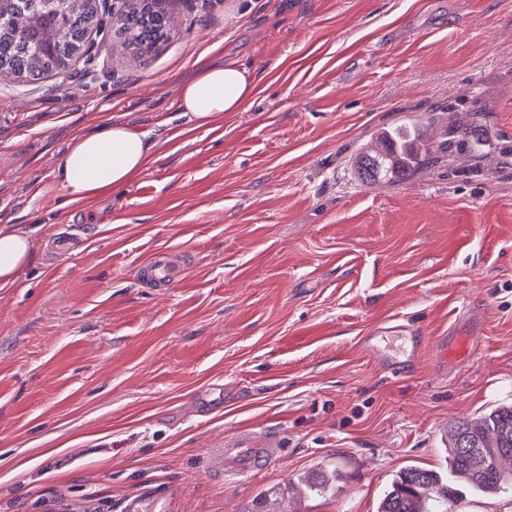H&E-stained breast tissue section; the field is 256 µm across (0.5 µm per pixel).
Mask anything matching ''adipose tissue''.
<instances>
[{"instance_id":"obj_1","label":"adipose tissue","mask_w":512,"mask_h":512,"mask_svg":"<svg viewBox=\"0 0 512 512\" xmlns=\"http://www.w3.org/2000/svg\"><path fill=\"white\" fill-rule=\"evenodd\" d=\"M257 83L255 74L238 64L205 65L181 85L177 108L190 129L211 130L254 99ZM153 149L146 133L119 121L75 138L53 171L54 183L65 192L64 205L93 201L131 184L149 168ZM35 251L32 229L0 226V288L17 282Z\"/></svg>"}]
</instances>
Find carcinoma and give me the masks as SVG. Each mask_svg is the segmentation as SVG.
<instances>
[{
	"label": "carcinoma",
	"instance_id": "obj_1",
	"mask_svg": "<svg viewBox=\"0 0 512 512\" xmlns=\"http://www.w3.org/2000/svg\"><path fill=\"white\" fill-rule=\"evenodd\" d=\"M31 18L41 20L42 27L61 31L68 41L54 61H42L35 45H10L0 62V70L16 77L38 79L50 70L65 69L71 47L80 42L89 23L91 6L85 0L63 16L64 25L55 22L59 6L42 0H26L19 5ZM120 32L126 47L136 56L154 51L169 38L164 16L153 8L151 0H131L120 18ZM431 122L421 117L395 127L378 131L376 148L360 149L353 167L360 184L368 186L380 181L400 182L416 176L448 156V143H466L469 151L478 153L480 140L470 138L464 126H450L446 138L438 140L429 132ZM450 472L466 479L483 494L493 497L512 489V405L500 406L476 420H461L448 427ZM456 489L448 477L414 465L403 467L392 479L379 507V512H448V503Z\"/></svg>",
	"mask_w": 512,
	"mask_h": 512
}]
</instances>
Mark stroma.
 Wrapping results in <instances>:
<instances>
[{
    "mask_svg": "<svg viewBox=\"0 0 512 512\" xmlns=\"http://www.w3.org/2000/svg\"><path fill=\"white\" fill-rule=\"evenodd\" d=\"M162 8L149 57L113 19L94 61L0 72V225L38 246L0 288V512H123L132 495L150 512H378L399 469L445 467L451 423L512 404V0ZM226 61L260 76L252 104L173 137L180 86ZM473 108L480 157L356 180L376 130L428 114L438 136ZM110 120L147 133L155 162L60 208L57 160ZM160 251L185 273L144 287ZM392 317L478 348L393 379L359 345ZM211 387L222 407L195 415ZM271 425L275 460L211 472L208 448Z\"/></svg>",
    "mask_w": 512,
    "mask_h": 512,
    "instance_id": "stroma-1",
    "label": "stroma"
}]
</instances>
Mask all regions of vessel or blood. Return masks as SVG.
I'll use <instances>...</instances> for the list:
<instances>
[{"label": "vessel or blood", "instance_id": "obj_1", "mask_svg": "<svg viewBox=\"0 0 512 512\" xmlns=\"http://www.w3.org/2000/svg\"><path fill=\"white\" fill-rule=\"evenodd\" d=\"M147 280L165 286L179 280L183 267L171 263L165 253L153 254L145 264ZM367 357L379 365L389 376L405 377L421 358L425 349H432L439 363L467 356L474 347L471 337L428 338L419 334L412 325L395 319L383 322L360 340ZM278 430L272 427L261 431L250 429L225 436L222 444L210 451V460L223 466L224 475L235 478L250 474L271 460L272 448L282 445Z\"/></svg>", "mask_w": 512, "mask_h": 512}]
</instances>
